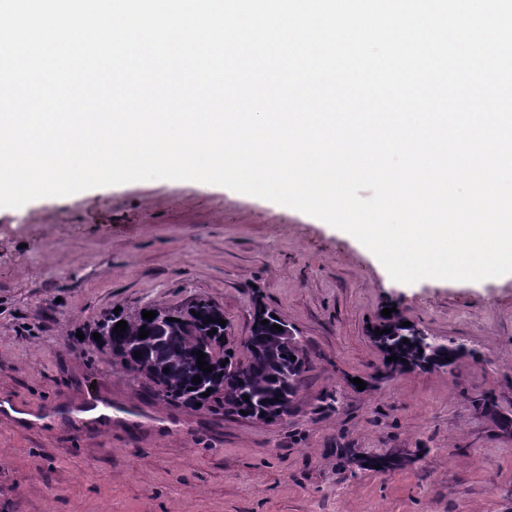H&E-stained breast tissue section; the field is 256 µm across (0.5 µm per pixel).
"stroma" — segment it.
Here are the masks:
<instances>
[{"mask_svg":"<svg viewBox=\"0 0 512 512\" xmlns=\"http://www.w3.org/2000/svg\"><path fill=\"white\" fill-rule=\"evenodd\" d=\"M198 300L242 359L255 303L293 329L309 366L283 423L165 403L77 336ZM390 306L479 359L384 377L369 327ZM90 398L111 421L68 420ZM0 401V512H512V278L397 283L324 221L197 181L39 198L0 208ZM343 448L421 459L373 473Z\"/></svg>","mask_w":512,"mask_h":512,"instance_id":"obj_1","label":"stroma"}]
</instances>
